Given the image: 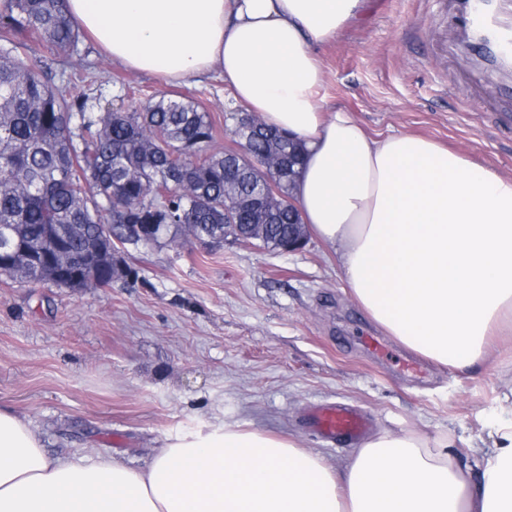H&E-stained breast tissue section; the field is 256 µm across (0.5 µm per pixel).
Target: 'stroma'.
<instances>
[{"label":"stroma","instance_id":"stroma-1","mask_svg":"<svg viewBox=\"0 0 512 512\" xmlns=\"http://www.w3.org/2000/svg\"><path fill=\"white\" fill-rule=\"evenodd\" d=\"M453 0H364L316 48L326 108L366 132L414 133L512 176V98L494 94L457 51ZM94 103L131 109L161 95L196 100L223 129L231 91L219 73L179 85L112 63L83 40ZM135 275L69 289L0 278V407L30 421L54 454H118L139 465L168 438L237 424L290 437L333 466L355 447L303 427L309 406L351 404L372 433L407 428L492 445L512 422V366L442 369L392 337L385 355L359 336L380 328L351 296L334 250L315 235L283 253L243 241L125 245ZM416 362L413 371L404 361Z\"/></svg>","mask_w":512,"mask_h":512}]
</instances>
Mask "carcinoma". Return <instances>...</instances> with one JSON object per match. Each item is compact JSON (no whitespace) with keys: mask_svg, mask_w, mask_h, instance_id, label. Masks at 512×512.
Here are the masks:
<instances>
[{"mask_svg":"<svg viewBox=\"0 0 512 512\" xmlns=\"http://www.w3.org/2000/svg\"><path fill=\"white\" fill-rule=\"evenodd\" d=\"M68 59L82 33L64 0H0V243L17 250L0 259V277L69 284L56 278L44 256L61 247L73 270L103 285L112 282L88 260L89 246L105 236L125 244L124 224H158V244L238 239L224 223L254 225L250 242L263 248L288 241V207L272 209L262 196L267 173L260 162L281 157V193H291L288 169L301 162L300 146L267 127L234 128L238 153L214 148L211 114L186 99L160 98L142 112L91 103L85 77L55 74L19 53L26 39Z\"/></svg>","mask_w":512,"mask_h":512,"instance_id":"obj_1","label":"carcinoma"}]
</instances>
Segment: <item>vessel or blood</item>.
Wrapping results in <instances>:
<instances>
[{"label": "vessel or blood", "instance_id": "b4317fda", "mask_svg": "<svg viewBox=\"0 0 512 512\" xmlns=\"http://www.w3.org/2000/svg\"><path fill=\"white\" fill-rule=\"evenodd\" d=\"M463 20L460 41L493 68L512 72V0H457ZM310 427L330 442H354L365 432L363 417L343 406L318 409Z\"/></svg>", "mask_w": 512, "mask_h": 512}]
</instances>
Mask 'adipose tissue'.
Listing matches in <instances>:
<instances>
[{
    "label": "adipose tissue",
    "mask_w": 512,
    "mask_h": 512,
    "mask_svg": "<svg viewBox=\"0 0 512 512\" xmlns=\"http://www.w3.org/2000/svg\"><path fill=\"white\" fill-rule=\"evenodd\" d=\"M363 0H65L137 73L219 72L234 100L305 148L293 194L358 305L434 365L463 370L512 335V178L410 134L324 111L314 48ZM0 512H512V427L493 447L385 430L344 467L226 424L165 441L143 465L49 455L0 408Z\"/></svg>",
    "instance_id": "1"
}]
</instances>
